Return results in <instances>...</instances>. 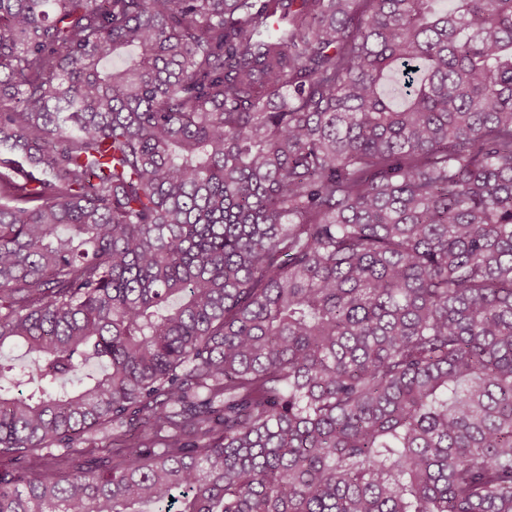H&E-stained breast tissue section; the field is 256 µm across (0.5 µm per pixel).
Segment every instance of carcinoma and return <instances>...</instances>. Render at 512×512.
<instances>
[{
	"mask_svg": "<svg viewBox=\"0 0 512 512\" xmlns=\"http://www.w3.org/2000/svg\"><path fill=\"white\" fill-rule=\"evenodd\" d=\"M436 2L0 0V512H512V0Z\"/></svg>",
	"mask_w": 512,
	"mask_h": 512,
	"instance_id": "obj_1",
	"label": "carcinoma"
}]
</instances>
